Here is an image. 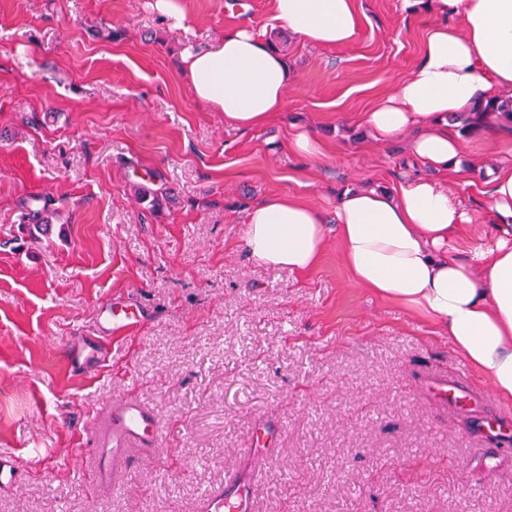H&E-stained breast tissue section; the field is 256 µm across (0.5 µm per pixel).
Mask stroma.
Returning <instances> with one entry per match:
<instances>
[{
  "label": "stroma",
  "instance_id": "1",
  "mask_svg": "<svg viewBox=\"0 0 512 512\" xmlns=\"http://www.w3.org/2000/svg\"><path fill=\"white\" fill-rule=\"evenodd\" d=\"M153 0H0V453L22 476L0 512H201L211 490L255 476V512H512V456L486 460L474 412L434 379L487 383L435 323L354 287L336 235L345 189L397 192L430 175L405 132L368 112L419 62L436 21L424 0H354L347 47L309 45L270 0H184L172 27ZM250 24L279 50L283 112L242 129L197 102L181 55ZM454 201L493 221L487 170L512 124L463 133ZM321 143L296 153L295 133ZM168 194L160 212L139 187ZM272 195L325 214L319 262L299 272L246 253L249 209ZM53 213L31 234L34 201ZM144 312L111 358L71 370L98 305ZM119 397L159 418L165 454L101 480L94 424Z\"/></svg>",
  "mask_w": 512,
  "mask_h": 512
}]
</instances>
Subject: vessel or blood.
Returning a JSON list of instances; mask_svg holds the SVG:
<instances>
[{
    "label": "vessel or blood",
    "instance_id": "b4317fda",
    "mask_svg": "<svg viewBox=\"0 0 512 512\" xmlns=\"http://www.w3.org/2000/svg\"><path fill=\"white\" fill-rule=\"evenodd\" d=\"M97 333L86 337L72 348L69 363L73 369L86 370L108 361L110 352L104 342L110 338L129 334L133 323L124 304H101L95 322ZM98 446L95 450L101 465L100 477L119 480V472L110 471L108 462H121L131 445L144 451V461L155 459L163 445L161 426L150 409L138 400L119 398L113 400L102 423L97 429ZM253 497L250 486L228 481L224 489L209 493L203 501L204 512H252Z\"/></svg>",
    "mask_w": 512,
    "mask_h": 512
}]
</instances>
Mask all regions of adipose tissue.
Returning a JSON list of instances; mask_svg holds the SVG:
<instances>
[{
    "label": "adipose tissue",
    "mask_w": 512,
    "mask_h": 512,
    "mask_svg": "<svg viewBox=\"0 0 512 512\" xmlns=\"http://www.w3.org/2000/svg\"><path fill=\"white\" fill-rule=\"evenodd\" d=\"M443 23L419 63L366 117L386 143L417 129L410 152L436 170H460L449 116L479 101L512 99V0H430ZM274 24L304 42L346 47L358 33L353 0H271ZM193 97L242 128L266 124L287 102L283 57L249 26L186 51ZM494 224L462 237L473 215L435 180L411 174L398 192L345 190L336 199V234L357 287L394 300L442 328L501 398L512 400V162L488 178ZM243 241L257 262L302 271L325 246L321 210L288 196L253 205Z\"/></svg>",
    "instance_id": "obj_1"
}]
</instances>
